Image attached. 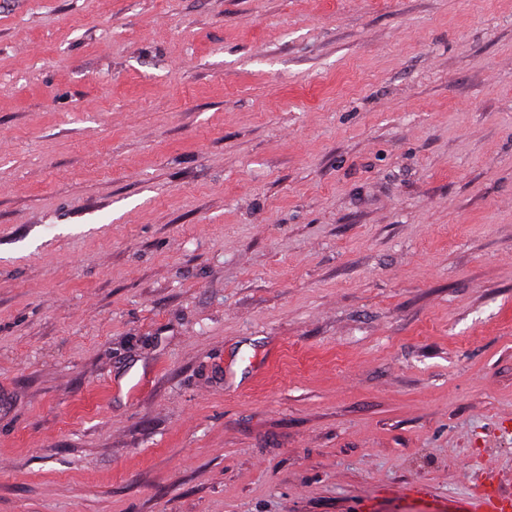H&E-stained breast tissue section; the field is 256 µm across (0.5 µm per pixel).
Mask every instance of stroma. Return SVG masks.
I'll use <instances>...</instances> for the list:
<instances>
[{
    "mask_svg": "<svg viewBox=\"0 0 512 512\" xmlns=\"http://www.w3.org/2000/svg\"><path fill=\"white\" fill-rule=\"evenodd\" d=\"M508 413L512 0H0V512H448Z\"/></svg>",
    "mask_w": 512,
    "mask_h": 512,
    "instance_id": "obj_1",
    "label": "stroma"
}]
</instances>
